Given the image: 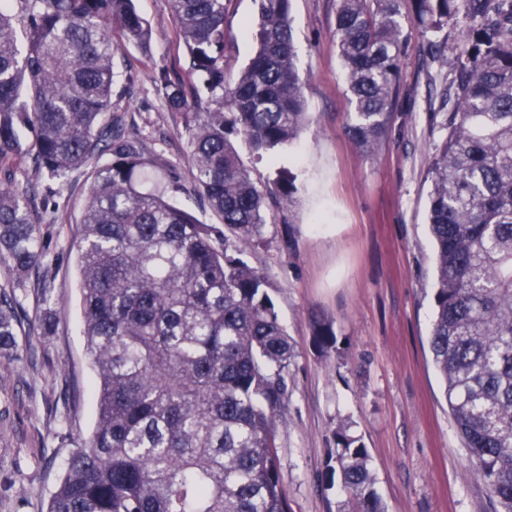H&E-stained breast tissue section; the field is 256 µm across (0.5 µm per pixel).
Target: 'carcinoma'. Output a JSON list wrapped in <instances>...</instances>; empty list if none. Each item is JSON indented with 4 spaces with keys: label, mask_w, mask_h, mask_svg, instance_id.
<instances>
[{
    "label": "carcinoma",
    "mask_w": 512,
    "mask_h": 512,
    "mask_svg": "<svg viewBox=\"0 0 512 512\" xmlns=\"http://www.w3.org/2000/svg\"><path fill=\"white\" fill-rule=\"evenodd\" d=\"M257 2V51L229 80L224 0H168L187 78L163 69L157 89L195 114L189 175L220 229L176 204L179 182L145 188V150L112 116V40L146 49L151 39L133 0H0V258L14 272L0 287V352L10 359L27 275L48 258L37 191L19 189L10 167L27 157L52 181L80 167L90 179L74 247L97 417L48 512H289L275 436L294 349L245 250L269 196L289 204L297 186L289 172L273 191L258 186L230 135L263 154L295 141L310 116L292 0ZM337 3L348 133L371 149L398 99L401 0ZM409 14L437 54L453 55L447 135L430 163L432 361L496 512H512V0H410ZM451 22L466 33L458 47L440 39ZM336 445L354 512H384L360 439L338 431Z\"/></svg>",
    "instance_id": "cac0c4a2"
}]
</instances>
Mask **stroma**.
Wrapping results in <instances>:
<instances>
[{
  "instance_id": "35a3bbf8",
  "label": "stroma",
  "mask_w": 512,
  "mask_h": 512,
  "mask_svg": "<svg viewBox=\"0 0 512 512\" xmlns=\"http://www.w3.org/2000/svg\"><path fill=\"white\" fill-rule=\"evenodd\" d=\"M151 30L148 50L115 41L120 75L112 113L138 138L152 179L179 180L178 206L198 223L218 219L189 182L192 117L171 110L156 88L161 69L181 70L184 47L168 0H134ZM337 0H292L297 69L312 123L276 156L240 153L252 178L272 186L296 175L291 204L267 203L249 263L270 295L294 347L288 407L278 422L277 455L291 512H350L332 466L338 430L370 454L386 512H494L485 485L454 426L430 352L433 242L430 161L445 135L441 94L449 64L432 59L418 26L405 22L399 96L388 132L374 151L348 134L350 95L336 45ZM224 69L236 76L255 52L245 24L255 0H226ZM16 185L36 186L57 315L51 335L36 327L43 304L23 303L17 358L0 364V512H48L75 442L89 437L97 412V375L86 351L76 238L87 203L86 170L64 181L38 177L16 162ZM336 338L326 347L318 328Z\"/></svg>"
}]
</instances>
